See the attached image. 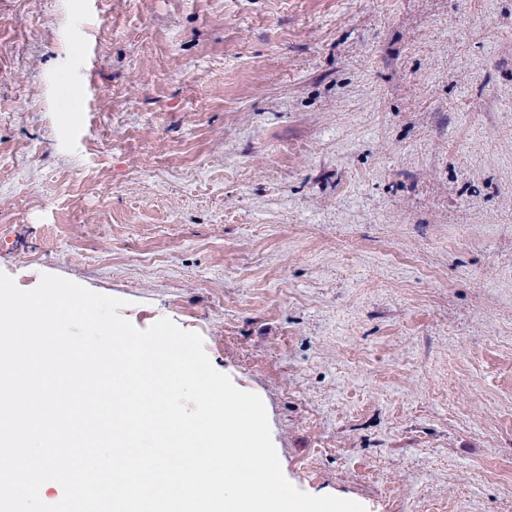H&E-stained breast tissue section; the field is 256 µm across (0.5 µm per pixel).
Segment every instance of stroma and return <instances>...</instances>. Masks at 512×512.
Instances as JSON below:
<instances>
[{
	"label": "stroma",
	"mask_w": 512,
	"mask_h": 512,
	"mask_svg": "<svg viewBox=\"0 0 512 512\" xmlns=\"http://www.w3.org/2000/svg\"><path fill=\"white\" fill-rule=\"evenodd\" d=\"M0 272L200 334L301 491L512 512V0H0Z\"/></svg>",
	"instance_id": "stroma-1"
}]
</instances>
